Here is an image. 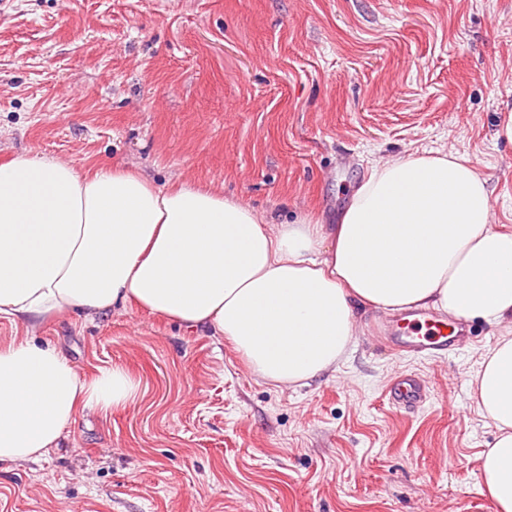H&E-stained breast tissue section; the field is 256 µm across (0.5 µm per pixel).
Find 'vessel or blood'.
I'll return each mask as SVG.
<instances>
[{
  "instance_id": "obj_1",
  "label": "vessel or blood",
  "mask_w": 512,
  "mask_h": 512,
  "mask_svg": "<svg viewBox=\"0 0 512 512\" xmlns=\"http://www.w3.org/2000/svg\"><path fill=\"white\" fill-rule=\"evenodd\" d=\"M468 326L462 322H446L423 312L401 314L383 330L382 340L394 351L439 352L454 350L470 338ZM426 379L412 373L396 377L390 388L392 405L410 409L421 407L429 398Z\"/></svg>"
}]
</instances>
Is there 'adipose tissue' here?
<instances>
[{"label":"adipose tissue","mask_w":512,"mask_h":512,"mask_svg":"<svg viewBox=\"0 0 512 512\" xmlns=\"http://www.w3.org/2000/svg\"><path fill=\"white\" fill-rule=\"evenodd\" d=\"M134 306L227 342L281 388L335 371L356 309L422 308L501 327L473 380L495 428L479 476L512 512V230L464 157L414 151L372 166L337 223H279L197 182L160 186L120 162L0 163V318L25 328ZM122 366L88 377L56 347L0 343V464L37 462L79 412L127 408Z\"/></svg>","instance_id":"1"}]
</instances>
